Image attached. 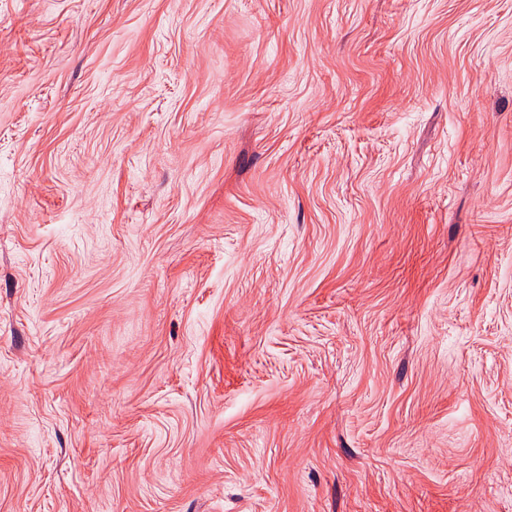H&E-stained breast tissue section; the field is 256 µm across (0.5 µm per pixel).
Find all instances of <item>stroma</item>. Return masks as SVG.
<instances>
[{"label":"stroma","mask_w":512,"mask_h":512,"mask_svg":"<svg viewBox=\"0 0 512 512\" xmlns=\"http://www.w3.org/2000/svg\"><path fill=\"white\" fill-rule=\"evenodd\" d=\"M0 512H512V0H0Z\"/></svg>","instance_id":"35a3bbf8"}]
</instances>
